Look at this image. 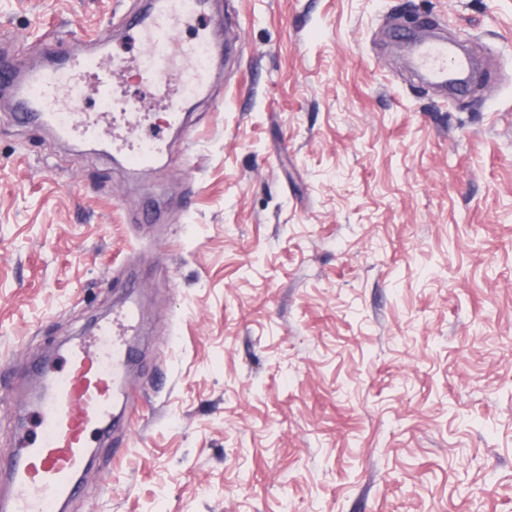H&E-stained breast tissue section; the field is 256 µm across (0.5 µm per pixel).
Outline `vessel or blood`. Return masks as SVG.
<instances>
[{"instance_id": "obj_1", "label": "vessel or blood", "mask_w": 512, "mask_h": 512, "mask_svg": "<svg viewBox=\"0 0 512 512\" xmlns=\"http://www.w3.org/2000/svg\"><path fill=\"white\" fill-rule=\"evenodd\" d=\"M208 7L209 0H149L125 28L142 48L145 71L185 77L184 93L167 105L173 126L181 124L192 101L209 96L210 74L224 55L223 42L200 23ZM184 28L195 30L192 41L180 38ZM91 42L97 53L80 54L65 46L51 64L23 73L2 60L0 86L10 90L15 111L40 120L59 139L107 141L131 169L154 165L168 155L164 133L115 137L100 115L90 112L79 120L72 112L70 91L78 77L92 78L100 95L115 92L106 65L110 40L98 35ZM410 63L430 84L444 87L451 81L463 83L472 57L451 52L447 40L434 35L414 43ZM140 316L139 302L126 301L113 308L95 334L69 344L60 362L46 361L33 370L31 422L16 429L12 455L0 460V483L7 487L0 496V512H63L75 497L91 437L107 435L117 423L114 402L129 374V339L139 331Z\"/></svg>"}]
</instances>
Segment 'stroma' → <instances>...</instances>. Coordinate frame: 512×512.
I'll use <instances>...</instances> for the list:
<instances>
[{
    "mask_svg": "<svg viewBox=\"0 0 512 512\" xmlns=\"http://www.w3.org/2000/svg\"><path fill=\"white\" fill-rule=\"evenodd\" d=\"M142 0H0V58L111 33L167 159L18 123L0 99V457L31 360L136 279L132 426L68 512H512V0H212L237 37L188 136L119 27ZM484 56L456 100L388 44Z\"/></svg>",
    "mask_w": 512,
    "mask_h": 512,
    "instance_id": "stroma-1",
    "label": "stroma"
}]
</instances>
